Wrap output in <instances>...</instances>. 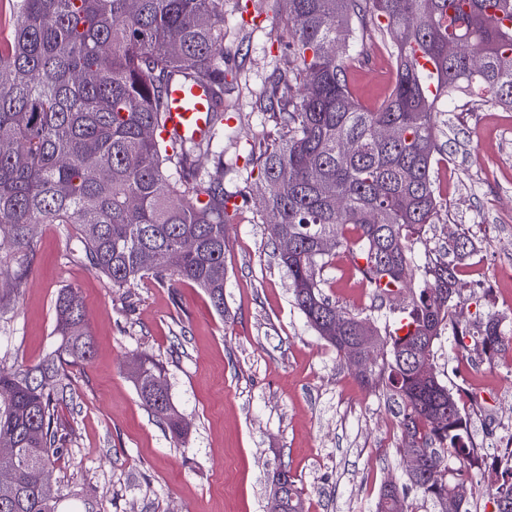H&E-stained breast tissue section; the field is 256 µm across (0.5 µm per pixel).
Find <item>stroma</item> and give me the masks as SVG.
<instances>
[{"label":"stroma","instance_id":"stroma-1","mask_svg":"<svg viewBox=\"0 0 512 512\" xmlns=\"http://www.w3.org/2000/svg\"><path fill=\"white\" fill-rule=\"evenodd\" d=\"M279 19L269 0H224V68L230 127L224 139V187L242 189L251 143L280 128L257 102L274 68L284 63ZM389 38L371 33L365 60L347 67V80L366 105L389 88L367 61ZM451 168H436L447 202L443 220L415 247L438 254L461 232L487 256L493 287L464 291L466 322L493 313L512 326V281L498 272L512 263V112L476 102L439 115ZM228 227L224 310L188 283L162 286L145 277L118 290L78 259L81 243L66 224L37 229L27 284L0 314V369L37 362L55 328L60 289L80 293L95 345L93 359L71 369V394L56 423L64 450L52 481L81 491L96 512H267L269 479L288 468L305 512H371L387 482H402L398 439L380 422L393 411L361 386L357 369L322 340L294 307L288 276L278 263L270 225L262 220L260 187ZM325 293L347 312L394 322L408 302L401 295L381 309L359 298L354 271L329 265ZM143 354L166 370L169 393L188 429L172 439L140 403L127 373ZM434 369L453 389L477 392L470 408L473 439L486 422L502 438L512 420L498 418L497 381L504 365L462 358L452 334L440 337Z\"/></svg>","mask_w":512,"mask_h":512}]
</instances>
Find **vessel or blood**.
I'll use <instances>...</instances> for the list:
<instances>
[{"label":"vessel or blood","instance_id":"1","mask_svg":"<svg viewBox=\"0 0 512 512\" xmlns=\"http://www.w3.org/2000/svg\"><path fill=\"white\" fill-rule=\"evenodd\" d=\"M210 111L211 98L207 88L173 84L169 90L167 129L185 139L201 138L211 128Z\"/></svg>","mask_w":512,"mask_h":512}]
</instances>
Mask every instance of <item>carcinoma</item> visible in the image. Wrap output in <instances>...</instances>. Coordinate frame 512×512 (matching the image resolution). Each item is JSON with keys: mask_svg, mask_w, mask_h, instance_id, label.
Wrapping results in <instances>:
<instances>
[{"mask_svg": "<svg viewBox=\"0 0 512 512\" xmlns=\"http://www.w3.org/2000/svg\"><path fill=\"white\" fill-rule=\"evenodd\" d=\"M13 37L0 44V307L25 285L34 259L37 224H71L80 259L112 287L146 275L204 289L224 313V240L237 197L224 190V0H9ZM279 39L288 62L275 70L262 96L282 133L250 148L248 162L264 184V208L278 214L271 239L293 243L277 252L292 302L336 355L348 358L358 337L371 341L368 390L398 407L400 441L421 454L420 472L385 486L373 512H409L414 490L438 512H472L471 478L481 462L460 398L436 374L422 375L416 356L434 357L435 342L452 329L461 354L470 345L489 353L505 333L487 315L461 323L458 260L472 242L462 235L448 252L415 259L414 245L445 204L434 179L442 157L439 105L468 96L512 110V0H278ZM386 24H381V21ZM387 31L395 77L376 107L359 102L346 76L358 59L357 36ZM458 52L448 56V45ZM422 51L432 69L415 56ZM213 92L210 132L199 140L165 137L171 79ZM394 137H376L381 127ZM359 141L355 155L341 152ZM214 164L201 169L196 158ZM347 252L382 303L421 285L392 328L366 332L369 318L346 313L323 292L325 268ZM172 253L181 256L172 265ZM454 259H448V254ZM345 320L344 339L328 319ZM56 324L36 363L0 371V457L13 472L0 484V512H89L77 492L36 484L28 470H49L61 452L56 406L71 390L68 368L90 360L93 339L74 288L55 301ZM144 409L175 439L185 426L164 367L139 358L129 368ZM478 490L512 512V449L481 473ZM269 512H301L287 468L273 472Z\"/></svg>", "mask_w": 512, "mask_h": 512, "instance_id": "cac0c4a2", "label": "carcinoma"}]
</instances>
